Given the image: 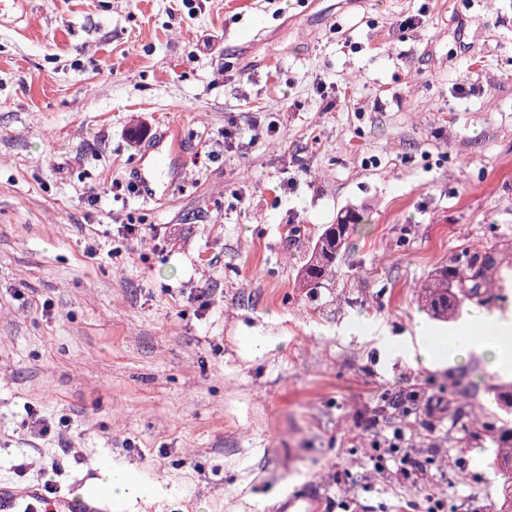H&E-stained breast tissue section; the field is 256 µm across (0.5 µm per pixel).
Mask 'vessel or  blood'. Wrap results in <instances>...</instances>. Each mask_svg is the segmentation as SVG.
Wrapping results in <instances>:
<instances>
[{
  "label": "vessel or blood",
  "instance_id": "b4317fda",
  "mask_svg": "<svg viewBox=\"0 0 512 512\" xmlns=\"http://www.w3.org/2000/svg\"><path fill=\"white\" fill-rule=\"evenodd\" d=\"M177 128V123H167L143 146L132 178L138 199L154 200L175 187L170 171L183 140ZM0 512H112V503L103 495L66 491L53 483L0 481ZM277 512H320V507L310 494L294 492L278 504Z\"/></svg>",
  "mask_w": 512,
  "mask_h": 512
}]
</instances>
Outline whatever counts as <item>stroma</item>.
Wrapping results in <instances>:
<instances>
[{
  "label": "stroma",
  "instance_id": "stroma-1",
  "mask_svg": "<svg viewBox=\"0 0 512 512\" xmlns=\"http://www.w3.org/2000/svg\"><path fill=\"white\" fill-rule=\"evenodd\" d=\"M170 120L193 156L137 200L141 134ZM488 248L478 313L512 306V0H30L0 25V480L87 490L107 461L132 479L114 512L293 491L497 512L494 446L465 422L505 420L501 376L398 352L419 285ZM31 409L53 430L33 444ZM398 431L427 489L374 467ZM351 224H358V220L350 216L340 224H332L324 230L303 273L305 285L314 283L331 272L336 263L339 246L347 238ZM336 230L339 231L338 239H336Z\"/></svg>",
  "mask_w": 512,
  "mask_h": 512
}]
</instances>
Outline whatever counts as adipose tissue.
<instances>
[{
  "label": "adipose tissue",
  "instance_id": "ef3b65f1",
  "mask_svg": "<svg viewBox=\"0 0 512 512\" xmlns=\"http://www.w3.org/2000/svg\"><path fill=\"white\" fill-rule=\"evenodd\" d=\"M401 353L411 364L432 370L479 361L490 372L512 374V309L462 315L447 330L418 321Z\"/></svg>",
  "mask_w": 512,
  "mask_h": 512
}]
</instances>
